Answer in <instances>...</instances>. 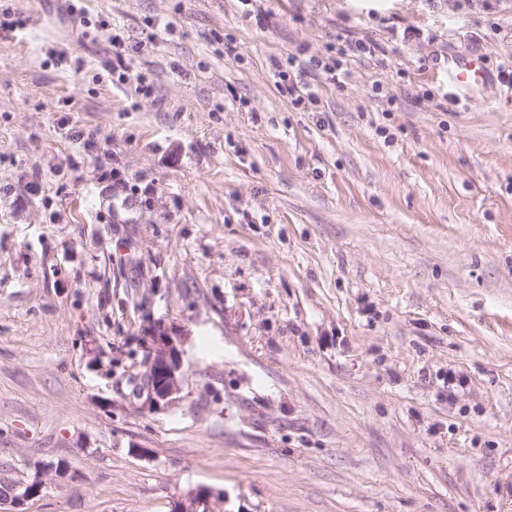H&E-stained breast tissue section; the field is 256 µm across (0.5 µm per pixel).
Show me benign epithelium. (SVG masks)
Here are the masks:
<instances>
[{"label":"benign epithelium","instance_id":"7a95c632","mask_svg":"<svg viewBox=\"0 0 512 512\" xmlns=\"http://www.w3.org/2000/svg\"><path fill=\"white\" fill-rule=\"evenodd\" d=\"M146 342L149 349L144 373L146 386L138 398L143 400V407L151 410L163 401L175 399L182 390L183 373L174 357L169 337L148 336ZM66 472L63 466H38L31 479L22 484V492L0 497V512H23L26 501L39 495L54 481L65 478ZM216 499L217 496L210 490L190 492L178 503L174 512H215Z\"/></svg>","mask_w":512,"mask_h":512}]
</instances>
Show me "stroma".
<instances>
[{"label": "stroma", "instance_id": "1", "mask_svg": "<svg viewBox=\"0 0 512 512\" xmlns=\"http://www.w3.org/2000/svg\"><path fill=\"white\" fill-rule=\"evenodd\" d=\"M81 5L0 0V477L71 473L25 512H512V0ZM447 73L452 86L472 87L481 84L485 78L479 59L466 56L448 62ZM146 342L149 349L144 373L147 386L138 394V398H144L143 407L151 410L161 401L176 398L182 390L183 373L174 357L169 336H146ZM220 496H215L210 490H197L189 492L184 499H182L174 512H215V500Z\"/></svg>", "mask_w": 512, "mask_h": 512}]
</instances>
